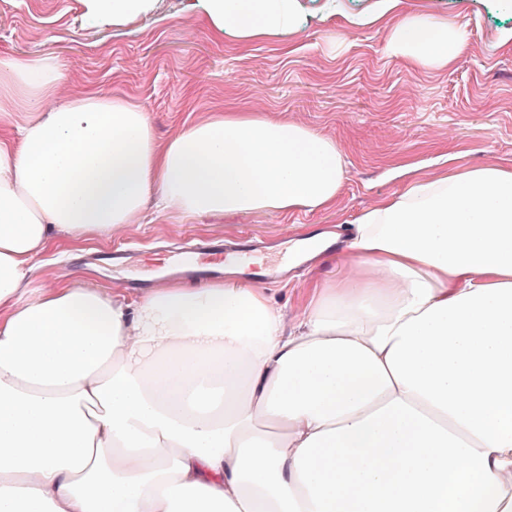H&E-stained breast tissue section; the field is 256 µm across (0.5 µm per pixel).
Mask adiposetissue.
Here are the masks:
<instances>
[{
    "label": "adipose tissue",
    "instance_id": "obj_1",
    "mask_svg": "<svg viewBox=\"0 0 512 512\" xmlns=\"http://www.w3.org/2000/svg\"><path fill=\"white\" fill-rule=\"evenodd\" d=\"M202 2L242 41L297 23V0ZM463 40L408 15L390 49L436 65ZM64 79L55 56H0V512H512V166L416 177L364 213L291 328L233 279L34 288L49 248L147 203L315 211L343 178L310 128L218 112L161 145L143 103L59 102Z\"/></svg>",
    "mask_w": 512,
    "mask_h": 512
}]
</instances>
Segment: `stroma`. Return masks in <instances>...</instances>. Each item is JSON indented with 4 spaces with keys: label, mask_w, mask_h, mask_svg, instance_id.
<instances>
[{
    "label": "stroma",
    "mask_w": 512,
    "mask_h": 512,
    "mask_svg": "<svg viewBox=\"0 0 512 512\" xmlns=\"http://www.w3.org/2000/svg\"><path fill=\"white\" fill-rule=\"evenodd\" d=\"M300 26L278 37L243 42L215 34L199 0H155L152 11L120 24L87 14L83 0H0V55L60 58L64 100L90 87L147 102L158 143L216 112H250L302 125L339 147L344 179L324 210L285 214H156L153 208L111 239L82 242L80 259L59 250L39 257L31 285L59 275L139 294L162 287L160 270L176 253L216 237L247 232L278 262L299 226L332 230L400 194L412 174L436 179L455 163L512 166V0H401L374 27L349 14L375 0H298ZM462 24L466 35L450 62L427 66L392 54L404 16ZM123 248L118 267L103 255ZM342 255L328 252L289 270L265 290L294 321L309 277L335 278Z\"/></svg>",
    "instance_id": "1"
}]
</instances>
